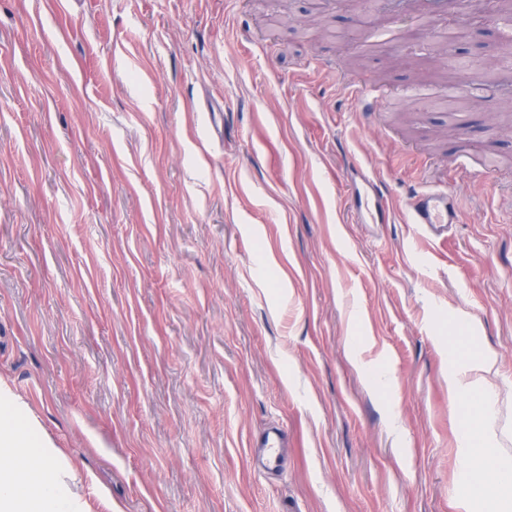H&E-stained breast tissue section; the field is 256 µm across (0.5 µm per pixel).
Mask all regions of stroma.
Returning <instances> with one entry per match:
<instances>
[{"instance_id": "obj_1", "label": "stroma", "mask_w": 512, "mask_h": 512, "mask_svg": "<svg viewBox=\"0 0 512 512\" xmlns=\"http://www.w3.org/2000/svg\"><path fill=\"white\" fill-rule=\"evenodd\" d=\"M419 21L0 0V384L85 512H463L452 337L494 353L489 443L512 453V133L490 121L512 98L436 105ZM448 22L458 59L499 42L484 0ZM343 78L381 86L378 111ZM368 174L469 203L443 235L398 206L372 224ZM287 445L288 435L285 430L280 427H272L256 443V448H264L266 466L273 469L279 461L281 448H286Z\"/></svg>"}]
</instances>
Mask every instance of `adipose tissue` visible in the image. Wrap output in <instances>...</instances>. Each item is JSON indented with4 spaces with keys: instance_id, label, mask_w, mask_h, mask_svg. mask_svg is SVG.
I'll use <instances>...</instances> for the list:
<instances>
[{
    "instance_id": "adipose-tissue-1",
    "label": "adipose tissue",
    "mask_w": 512,
    "mask_h": 512,
    "mask_svg": "<svg viewBox=\"0 0 512 512\" xmlns=\"http://www.w3.org/2000/svg\"><path fill=\"white\" fill-rule=\"evenodd\" d=\"M492 355L481 354L448 374L449 392L462 385L490 388L496 374ZM471 456V479L465 490L466 512H512V455L486 445L487 428L478 400L462 417ZM33 422L25 407L0 385V512H78L80 503L70 482L72 468L63 467L56 451L31 440Z\"/></svg>"
}]
</instances>
